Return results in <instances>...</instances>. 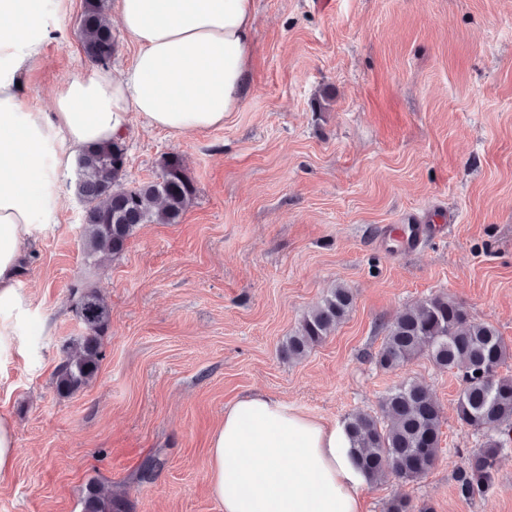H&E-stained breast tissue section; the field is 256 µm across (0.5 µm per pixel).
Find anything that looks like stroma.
Returning a JSON list of instances; mask_svg holds the SVG:
<instances>
[{
	"instance_id": "obj_1",
	"label": "stroma",
	"mask_w": 512,
	"mask_h": 512,
	"mask_svg": "<svg viewBox=\"0 0 512 512\" xmlns=\"http://www.w3.org/2000/svg\"><path fill=\"white\" fill-rule=\"evenodd\" d=\"M256 0L242 105L224 124L174 137L136 125L126 182L180 156L197 192L181 223L144 224L124 251L86 262L84 208L61 175L53 232L26 253L24 298L0 351V412L17 454L0 512H81L98 480L129 512H223L207 486L208 439L224 407L262 392L325 421L379 414L412 378L442 414L422 479L362 488L364 512L394 495L432 512H512V431L493 486L459 496L454 475L483 437L461 424L460 374L421 356L373 360L384 327L434 295L461 303L512 347V0ZM84 0L55 24L20 88L52 111L58 85L92 70L78 35ZM452 222L404 257L383 242L408 216ZM353 305L298 360L282 346L331 288ZM111 308L96 379L55 389L61 347L82 335L74 303Z\"/></svg>"
}]
</instances>
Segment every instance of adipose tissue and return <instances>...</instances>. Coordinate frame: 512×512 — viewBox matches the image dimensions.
Masks as SVG:
<instances>
[{"mask_svg": "<svg viewBox=\"0 0 512 512\" xmlns=\"http://www.w3.org/2000/svg\"><path fill=\"white\" fill-rule=\"evenodd\" d=\"M71 0H0V350L24 299L22 247L54 229L61 174L134 120L179 137L241 106L256 0H117L135 53L113 73L64 80L51 112L21 102L49 29ZM342 423L256 393L237 397L209 439L208 488L224 512H361L364 475Z\"/></svg>", "mask_w": 512, "mask_h": 512, "instance_id": "obj_1", "label": "adipose tissue"}]
</instances>
